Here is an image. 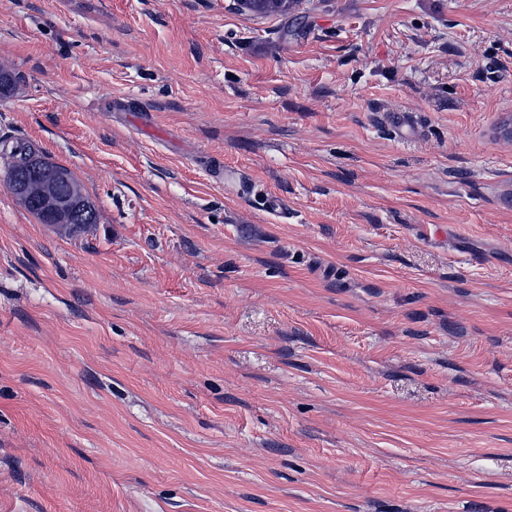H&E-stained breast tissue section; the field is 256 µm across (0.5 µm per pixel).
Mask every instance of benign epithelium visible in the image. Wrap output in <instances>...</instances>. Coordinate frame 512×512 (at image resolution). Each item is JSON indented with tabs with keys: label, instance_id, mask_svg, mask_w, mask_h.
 Wrapping results in <instances>:
<instances>
[{
	"label": "benign epithelium",
	"instance_id": "1",
	"mask_svg": "<svg viewBox=\"0 0 512 512\" xmlns=\"http://www.w3.org/2000/svg\"><path fill=\"white\" fill-rule=\"evenodd\" d=\"M24 173L17 176L15 170L8 173V186L12 193L27 201L34 202L53 224H65L71 217L77 206L85 205L84 200L77 194L70 197L51 195L43 192L35 195L38 187H50L56 182L66 178L64 171L46 162L44 158L30 145L26 144L22 149Z\"/></svg>",
	"mask_w": 512,
	"mask_h": 512
}]
</instances>
